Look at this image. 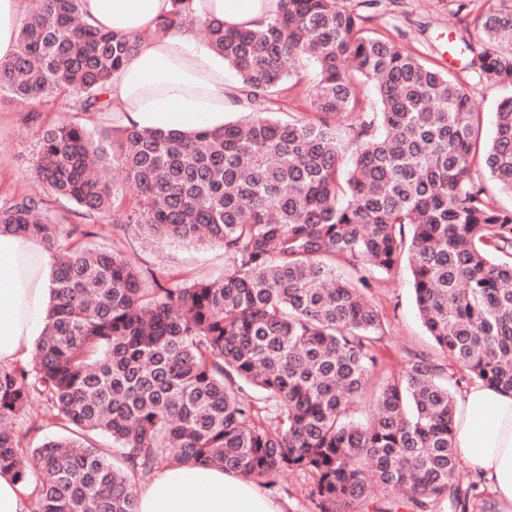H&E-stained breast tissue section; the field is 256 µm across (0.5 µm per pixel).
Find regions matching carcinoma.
I'll return each instance as SVG.
<instances>
[{
  "label": "carcinoma",
  "mask_w": 512,
  "mask_h": 512,
  "mask_svg": "<svg viewBox=\"0 0 512 512\" xmlns=\"http://www.w3.org/2000/svg\"><path fill=\"white\" fill-rule=\"evenodd\" d=\"M339 0H279L254 28L201 22L253 118L192 135L134 125L44 129L40 189L0 199V228L40 237L57 260L54 301L30 363L0 365V471L43 475L36 512H138L135 483L199 462L269 484L308 482L312 512H468L481 481L453 442L456 394L512 393V97L480 145L463 83L512 85V0L473 17L461 74L378 36ZM194 22L187 0L159 26ZM137 41L81 19V0H33L0 96L58 94L103 111L101 91ZM315 67L310 114L272 104ZM124 173L117 184L112 165ZM66 201L70 214L55 209ZM113 228L224 247L217 280L144 268ZM404 264L421 323L451 363L414 353L384 372L388 321L371 296ZM64 433L26 444L30 407ZM368 404L369 418L353 419Z\"/></svg>",
  "instance_id": "carcinoma-1"
}]
</instances>
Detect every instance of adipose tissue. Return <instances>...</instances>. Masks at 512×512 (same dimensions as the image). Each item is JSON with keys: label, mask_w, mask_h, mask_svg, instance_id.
Wrapping results in <instances>:
<instances>
[{"label": "adipose tissue", "mask_w": 512, "mask_h": 512, "mask_svg": "<svg viewBox=\"0 0 512 512\" xmlns=\"http://www.w3.org/2000/svg\"><path fill=\"white\" fill-rule=\"evenodd\" d=\"M278 0H191L193 16L230 26L268 20ZM30 0H0V60L16 50ZM170 0H81L90 26L137 38L134 54L113 77L109 98L128 124L190 133L223 126L229 88L221 54L196 47L184 29L159 33ZM56 261L39 237L0 232V364L27 359L52 302ZM455 447L490 492L492 512H512V394L475 383L457 401ZM139 512H285L258 484L198 463L165 468L137 483Z\"/></svg>", "instance_id": "ef3b65f1"}]
</instances>
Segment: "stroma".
<instances>
[{"label":"stroma","instance_id":"stroma-1","mask_svg":"<svg viewBox=\"0 0 512 512\" xmlns=\"http://www.w3.org/2000/svg\"><path fill=\"white\" fill-rule=\"evenodd\" d=\"M371 29L411 50L426 63L444 70L463 64L459 38L476 35L470 16L456 12L451 0H384L370 23ZM66 118L87 127L122 126L120 112L86 115L73 111L69 97L52 98L37 104H23L10 97L0 98V198L32 186V162L39 148L42 125ZM138 257L141 265H165L179 280L223 275L228 264L220 245L203 242L183 244L158 238ZM374 301L390 324L388 366L399 367L408 355H436L418 318L406 268H399L377 282Z\"/></svg>","mask_w":512,"mask_h":512}]
</instances>
